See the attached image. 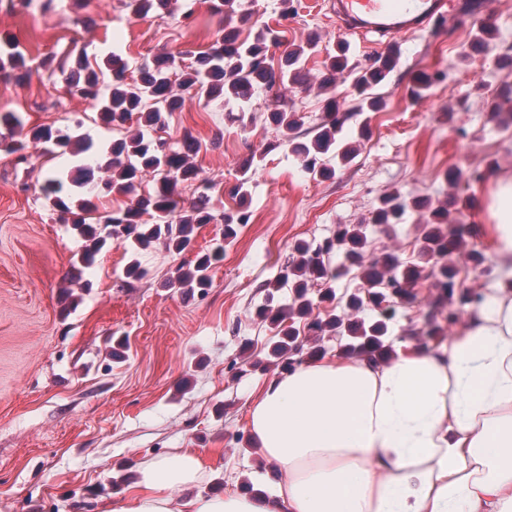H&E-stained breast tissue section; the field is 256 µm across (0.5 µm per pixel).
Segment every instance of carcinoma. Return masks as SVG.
<instances>
[{
	"label": "carcinoma",
	"mask_w": 512,
	"mask_h": 512,
	"mask_svg": "<svg viewBox=\"0 0 512 512\" xmlns=\"http://www.w3.org/2000/svg\"><path fill=\"white\" fill-rule=\"evenodd\" d=\"M275 37L271 29H262L251 41L239 39L234 28L224 29V35L215 47L203 53L195 65L181 71L179 86L187 92L208 101L222 100L234 107L237 119L244 121L250 110V101L257 91L265 90L274 81L280 84L299 83L302 66L310 56L320 51L319 40L310 38L291 49L278 67L267 63V55ZM395 65L391 56L381 57L369 66L343 53L328 57V67L334 73L348 72L354 77L358 98L353 111L344 114L348 120L362 112L380 109L381 99L369 93L382 77ZM128 65L117 56L108 53L90 62L85 55L74 59V66L67 78L68 92L93 101L97 118L107 128L119 132V137L109 138L93 147L84 133V120L77 119L67 131H52L50 127H35L23 132L20 119L12 113L0 116V150L16 154L25 149L26 140L45 144L46 155L54 158L70 155L75 165L68 171L50 165L44 170L41 189L50 207L64 217L83 241L76 262L91 265L95 256L112 241L123 245L132 254L157 245L174 254L192 248L195 230L202 224L215 220L211 205L209 184L195 188V198L188 206H181L175 195L180 183L197 181V169L193 157L200 145L191 137L183 139L174 149L166 141L153 137L152 133L166 125L167 118L181 109L182 96L172 92V76L175 60L170 56H157L152 63L140 67L137 75L127 77ZM112 73V83L106 84L107 73ZM0 75L17 80L29 79L32 71L26 55L10 38L0 41ZM330 111L321 125L318 135L306 141L297 140L298 131L305 124L304 115L277 105L268 109L267 120L279 132L281 139L292 146V151L302 162L303 170L313 176H328L335 172L334 164L346 165L356 155V148L341 136L343 122L336 119V101L327 100ZM136 121V132L125 130ZM95 150L94 157L87 152ZM106 159L108 178L95 181L94 176L79 179L75 172L91 170L88 159ZM154 174L155 185L147 193L138 192L141 173ZM252 178V166L241 170L236 196V211L224 213V241L235 238L237 227L247 223L245 205ZM130 197L125 207L99 212L98 201L108 195ZM429 213L430 219L423 225L426 252L442 260L461 248L462 242L447 230L450 211L444 205L436 206L427 197H414L405 201L394 192L384 196L372 212L371 223L388 227L398 223L408 208ZM366 244L365 226L340 224L333 236L316 243H298L293 247L292 260L286 273L267 287L274 290L287 285L292 288L291 303L277 308L269 305L259 310L260 316L269 322L277 340L267 352V361L286 371L294 369L295 353L302 350L296 324L312 314L314 303L311 291L318 289L321 302L336 298L333 284L342 270L327 264L324 257L335 252L344 254L350 265L359 270L364 283L363 295L353 294L346 303L348 312L331 314L326 319L316 318L308 323L313 334V345L308 348L310 357L322 353L320 341L328 333L341 342V349L350 356L385 361L393 353V340L388 336L387 322L395 317V309L384 307L387 296L400 295L412 283L421 278L415 267L395 273L397 260L389 255L383 269L365 263L363 248ZM224 255L219 244L210 251L199 253L195 260L176 267L167 279L166 287L181 292H204L211 286L209 270ZM439 288L435 300L424 314L426 335L436 336L445 325L457 321L464 307L476 302L477 293L461 294L458 306H453L457 288V270L444 262L438 267ZM371 305L380 310L381 319L367 322L354 318L351 312Z\"/></svg>",
	"instance_id": "obj_1"
}]
</instances>
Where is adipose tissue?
Listing matches in <instances>:
<instances>
[{
  "instance_id": "1",
  "label": "adipose tissue",
  "mask_w": 512,
  "mask_h": 512,
  "mask_svg": "<svg viewBox=\"0 0 512 512\" xmlns=\"http://www.w3.org/2000/svg\"><path fill=\"white\" fill-rule=\"evenodd\" d=\"M501 276L449 341L396 340L389 363L316 358L270 381L249 428L277 467L273 494L174 500L196 455L143 466L99 512H512V176L483 204Z\"/></svg>"
}]
</instances>
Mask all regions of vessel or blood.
<instances>
[{"mask_svg": "<svg viewBox=\"0 0 512 512\" xmlns=\"http://www.w3.org/2000/svg\"><path fill=\"white\" fill-rule=\"evenodd\" d=\"M452 9L450 0H337L336 15L349 32L383 37L424 31Z\"/></svg>", "mask_w": 512, "mask_h": 512, "instance_id": "vessel-or-blood-1", "label": "vessel or blood"}]
</instances>
